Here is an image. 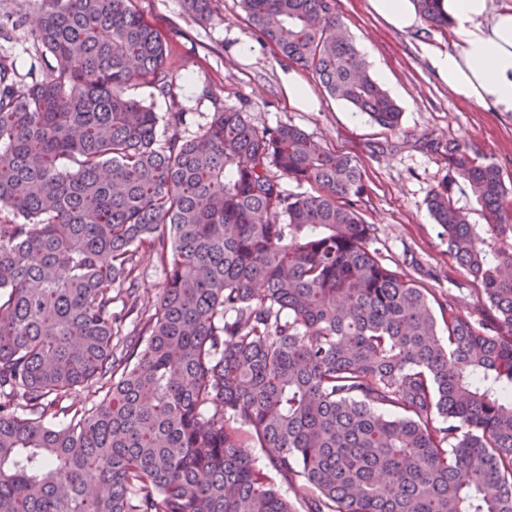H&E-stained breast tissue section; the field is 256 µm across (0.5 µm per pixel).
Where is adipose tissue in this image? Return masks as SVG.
<instances>
[{"label":"adipose tissue","instance_id":"adipose-tissue-1","mask_svg":"<svg viewBox=\"0 0 512 512\" xmlns=\"http://www.w3.org/2000/svg\"><path fill=\"white\" fill-rule=\"evenodd\" d=\"M458 40L434 52L438 76L455 96L495 112H512V7L490 12L489 0H442Z\"/></svg>","mask_w":512,"mask_h":512}]
</instances>
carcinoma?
Returning a JSON list of instances; mask_svg holds the SVG:
<instances>
[{
    "label": "carcinoma",
    "mask_w": 512,
    "mask_h": 512,
    "mask_svg": "<svg viewBox=\"0 0 512 512\" xmlns=\"http://www.w3.org/2000/svg\"><path fill=\"white\" fill-rule=\"evenodd\" d=\"M241 4L331 96L400 125L334 0ZM29 6L28 79L0 55V512H297L276 476L304 512H512V244L454 200L461 183L512 237L497 165L450 142L427 197L475 321L386 262L350 156L236 106L186 136L135 0ZM142 250L165 279L126 333ZM80 387L98 400L62 405Z\"/></svg>",
    "instance_id": "carcinoma-1"
}]
</instances>
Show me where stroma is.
<instances>
[{"instance_id": "stroma-1", "label": "stroma", "mask_w": 512, "mask_h": 512, "mask_svg": "<svg viewBox=\"0 0 512 512\" xmlns=\"http://www.w3.org/2000/svg\"><path fill=\"white\" fill-rule=\"evenodd\" d=\"M144 17L169 39L168 62L179 75L187 133L196 135L223 106L245 107L260 128L292 124L324 147L351 156L367 193L360 212L375 228L385 258L404 272L426 269L422 287L451 293L464 314L484 317L470 278L448 254L426 197L448 175L444 147L469 146L495 163L512 209V113L492 112L458 100L436 74L430 50H448L449 29L426 23L398 31L372 9L370 0H335V13L371 75L402 111L389 130L327 94L311 72L286 62L249 24L240 0H216L210 21L200 22L184 0H136ZM303 82L310 99L288 95L289 79Z\"/></svg>"}]
</instances>
